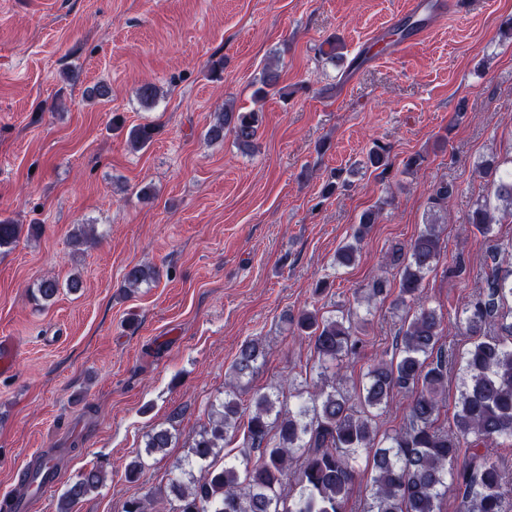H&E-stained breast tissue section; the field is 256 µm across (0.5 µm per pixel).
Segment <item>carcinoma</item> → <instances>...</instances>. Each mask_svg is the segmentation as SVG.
Listing matches in <instances>:
<instances>
[{
	"label": "carcinoma",
	"instance_id": "1",
	"mask_svg": "<svg viewBox=\"0 0 512 512\" xmlns=\"http://www.w3.org/2000/svg\"><path fill=\"white\" fill-rule=\"evenodd\" d=\"M320 54L338 68L345 66L343 47L328 42ZM280 73L265 68L253 95L264 98L279 92ZM140 103L150 109L159 88L143 84ZM262 116L224 106L206 136L224 141L230 130L238 146H253ZM151 124L128 132L131 149L149 145ZM366 166L389 167V151L376 145ZM487 193L476 201L468 223L490 241L476 291L465 297L455 314L459 333L469 337L461 353L447 345L444 317L435 306L417 304L427 274L437 270L443 251L442 229L431 222L409 244L394 247L390 262L398 267V294L394 306L407 312L395 331L389 359L381 357L364 374L358 391L343 386L345 363L363 346L366 319L358 314L323 318L317 310L301 311L299 334L313 349L317 381L303 391L284 384L253 394L245 407L239 399L265 362L259 339L241 344L225 380L224 398L211 403L208 421L188 445L185 458L173 464L165 486L143 497L129 499L124 512H151L156 503L169 512H347L349 491L365 457L371 470V489L362 512H442L448 494L456 512H512V474L491 448L512 445V239L496 236L494 225L512 219V166L492 155L479 163ZM454 185L432 186L430 203L448 207ZM379 211H364L353 242L340 247L336 261L349 267L356 261L358 244L377 222ZM22 227L0 219V249L14 247ZM155 270L131 267L124 276L134 289L156 279ZM59 282L43 278L36 284L38 299L49 302ZM390 292L382 276L367 285V301L384 300ZM461 372L459 397L452 423H439L445 408L449 379ZM407 399L398 430L383 437L375 425L377 412L389 407L396 395ZM242 437L240 456L221 463L224 442ZM174 434L156 427L147 434V451L171 447ZM104 480L92 467L66 483L59 512L76 507Z\"/></svg>",
	"mask_w": 512,
	"mask_h": 512
}]
</instances>
